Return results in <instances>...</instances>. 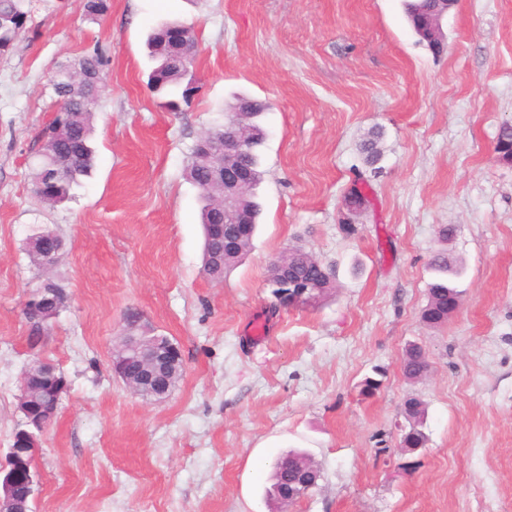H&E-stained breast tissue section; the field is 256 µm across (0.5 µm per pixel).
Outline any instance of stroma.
Wrapping results in <instances>:
<instances>
[{"label":"stroma","mask_w":512,"mask_h":512,"mask_svg":"<svg viewBox=\"0 0 512 512\" xmlns=\"http://www.w3.org/2000/svg\"><path fill=\"white\" fill-rule=\"evenodd\" d=\"M108 5L92 20L82 0H32L25 34L0 56V457L32 356L68 380L36 456L33 512H274L272 463L291 450L320 479L288 512H512V164L494 150L512 120V0H457L439 55L403 0ZM168 20L198 41L200 90L179 112L148 86L145 41ZM95 49L106 65L94 169L52 207L32 174L54 117L48 77ZM237 94L269 104L263 212L251 251L217 283L202 271L186 169ZM373 130L382 170L352 216L345 196ZM40 225L65 242L54 274L68 301L33 351L23 308L41 272L25 241ZM291 246L334 272L317 305H275L268 266ZM443 249L463 266L461 305L430 327L429 262ZM131 310L181 349L164 400L112 373ZM412 344L429 362L417 381L401 370ZM409 398L426 435L412 453L400 446Z\"/></svg>","instance_id":"stroma-1"}]
</instances>
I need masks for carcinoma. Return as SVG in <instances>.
I'll return each instance as SVG.
<instances>
[{
	"label": "carcinoma",
	"mask_w": 512,
	"mask_h": 512,
	"mask_svg": "<svg viewBox=\"0 0 512 512\" xmlns=\"http://www.w3.org/2000/svg\"><path fill=\"white\" fill-rule=\"evenodd\" d=\"M27 0H0V54L7 52L15 41L25 33L29 20V11L25 10ZM431 4L427 0H409L406 3V13L409 23L416 35H421L422 19L428 15ZM149 56L156 62L150 74V85L159 93L171 94L179 87L185 76L175 70L174 50L167 38V29L156 28L147 40ZM76 65L88 72L103 74L104 61L99 50L87 52L81 56ZM56 99V113L47 127L45 140L52 153L40 154L35 159L34 184L43 185L36 195L45 203L56 205L72 198V190L81 185V180L89 176L94 162L95 147L93 106L103 91V84H98L83 90L73 83L50 81ZM247 103L249 115L244 121L249 140L246 152L236 163L243 165L252 172V185L246 192V199L241 208V214L228 215L219 209L211 207L210 198L201 195V223L227 224L234 228V223L245 217L249 224L238 230L233 241L224 244V274H229L248 254L252 247L262 206L258 201L257 188L263 180L261 148L265 143L266 133L259 123V118L268 110L267 102L255 98L238 97L235 104ZM379 131L368 133L360 144L367 169L357 173L349 189L347 207L358 208L365 202V190L371 187L372 181L378 174L376 164L382 156ZM495 152L501 161H512V124L504 122L499 127ZM211 165L203 162L198 149H192L191 163L187 169L188 179L199 189H204L210 182ZM60 236L49 229H39L29 237L28 253L32 263L40 265L41 253ZM280 260L288 261V270L301 277H309L321 281L324 288H332L327 274L331 269L323 263L309 259L297 251L278 256ZM431 269L435 273L429 284L428 303L422 313L423 322L442 325L448 320V296H457L459 291L452 286L449 277L459 273L457 261L448 256L445 250L434 254L430 260ZM39 288H56L58 293L53 295L54 303L44 305L27 315L32 323V333L28 337L30 347H35L42 338L44 326L56 318L67 303V294L61 283L55 279L50 283L37 284ZM428 362L422 350L416 346L407 349L402 371L408 379H418L427 371ZM303 456L301 452H290L280 458L274 466L272 484L269 496L280 500L283 480L288 474L289 466L295 459Z\"/></svg>",
	"instance_id": "cac0c4a2"
}]
</instances>
